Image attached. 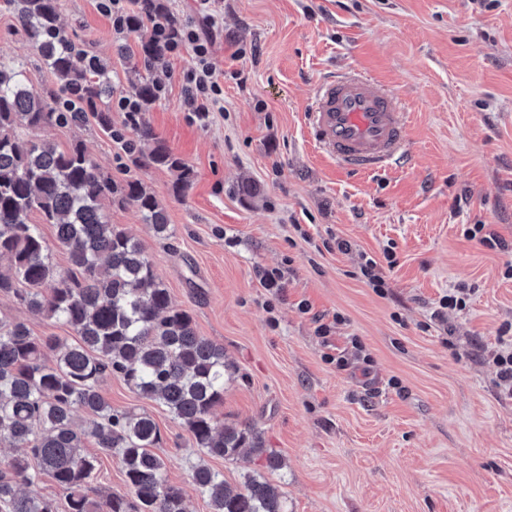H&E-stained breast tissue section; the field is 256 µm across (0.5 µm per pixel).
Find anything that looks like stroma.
<instances>
[{
  "label": "stroma",
  "mask_w": 512,
  "mask_h": 512,
  "mask_svg": "<svg viewBox=\"0 0 512 512\" xmlns=\"http://www.w3.org/2000/svg\"><path fill=\"white\" fill-rule=\"evenodd\" d=\"M60 4L76 47L108 63L110 99L144 80L165 87L140 121L195 171L176 194L175 173L135 165L92 117L36 133L61 149L83 143L113 179L139 180L163 204L169 239L133 206L108 213L140 241L198 335L235 366L218 418L257 426L284 460L275 470L251 454L210 466L233 485L264 473L288 512H512V399L492 363L512 340L508 256L462 233L488 224L512 244V0H209L224 99L204 124L184 104L191 50L149 65L137 35L116 34L98 0ZM0 58L26 60L30 85L59 93L1 5ZM350 69L400 96L410 122L400 166L346 172L312 142L316 87ZM339 238L348 251L335 248ZM368 257L383 270V293L360 271ZM275 268L287 273L277 294L262 284ZM460 284L471 290L466 308L432 319ZM0 316L41 340H77L5 294ZM321 322L330 342L316 332ZM331 343L347 370L325 361ZM101 392L113 409L153 416L169 482L188 512H208L190 480L197 456L186 429L119 376Z\"/></svg>",
  "instance_id": "1"
}]
</instances>
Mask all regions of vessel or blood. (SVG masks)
Segmentation results:
<instances>
[{
	"label": "vessel or blood",
	"instance_id": "1",
	"mask_svg": "<svg viewBox=\"0 0 512 512\" xmlns=\"http://www.w3.org/2000/svg\"><path fill=\"white\" fill-rule=\"evenodd\" d=\"M314 144L344 169L372 174L407 160V114L383 84L361 72L320 83L307 114Z\"/></svg>",
	"mask_w": 512,
	"mask_h": 512
}]
</instances>
